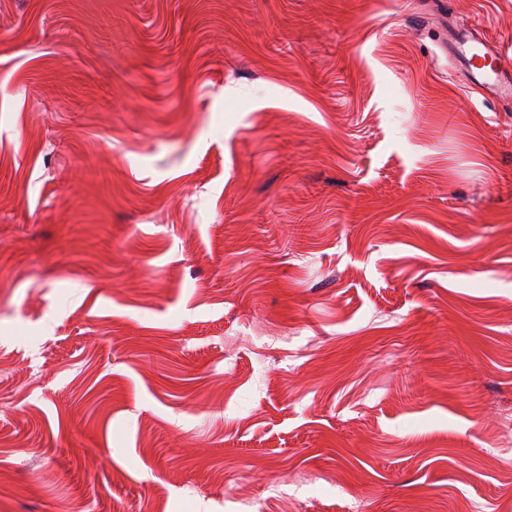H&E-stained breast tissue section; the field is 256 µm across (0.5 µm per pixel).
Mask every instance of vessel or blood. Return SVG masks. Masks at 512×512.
<instances>
[{
	"label": "vessel or blood",
	"mask_w": 512,
	"mask_h": 512,
	"mask_svg": "<svg viewBox=\"0 0 512 512\" xmlns=\"http://www.w3.org/2000/svg\"><path fill=\"white\" fill-rule=\"evenodd\" d=\"M448 45L467 73L468 82L478 90L512 101V67L502 49L494 46L479 30H454Z\"/></svg>",
	"instance_id": "b4317fda"
}]
</instances>
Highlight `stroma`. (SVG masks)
<instances>
[{"label":"stroma","instance_id":"stroma-1","mask_svg":"<svg viewBox=\"0 0 512 512\" xmlns=\"http://www.w3.org/2000/svg\"><path fill=\"white\" fill-rule=\"evenodd\" d=\"M512 0H0V512H497ZM448 46L467 73V81L478 90L512 101V77L502 49L479 30L454 29Z\"/></svg>","mask_w":512,"mask_h":512}]
</instances>
